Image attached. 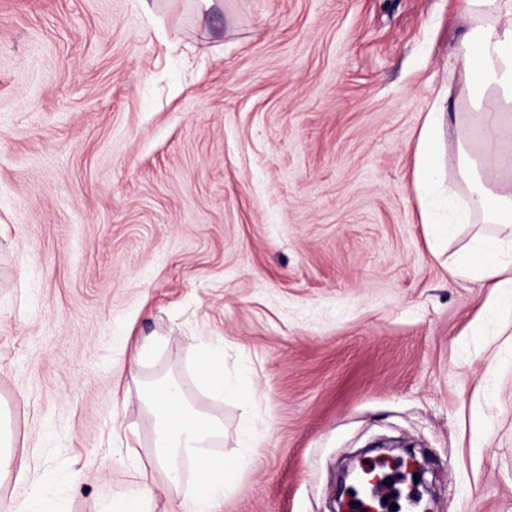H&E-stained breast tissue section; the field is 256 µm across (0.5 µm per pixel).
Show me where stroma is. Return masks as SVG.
I'll use <instances>...</instances> for the list:
<instances>
[{"label":"stroma","mask_w":512,"mask_h":512,"mask_svg":"<svg viewBox=\"0 0 512 512\" xmlns=\"http://www.w3.org/2000/svg\"><path fill=\"white\" fill-rule=\"evenodd\" d=\"M462 3L0 0V428L30 475L0 512L48 472L61 512H194L154 460L170 379L224 423L221 512H334L382 437L432 512H512V347L448 272L498 227L434 238L414 189L438 93L472 110ZM197 372L201 382L217 396H224L226 383L224 367L220 358L212 351H202L197 360Z\"/></svg>","instance_id":"35a3bbf8"}]
</instances>
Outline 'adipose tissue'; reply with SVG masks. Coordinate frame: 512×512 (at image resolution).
I'll use <instances>...</instances> for the list:
<instances>
[{
  "mask_svg": "<svg viewBox=\"0 0 512 512\" xmlns=\"http://www.w3.org/2000/svg\"><path fill=\"white\" fill-rule=\"evenodd\" d=\"M466 20L484 18V25L466 31L455 61L476 110L469 122L456 126L457 176L470 186L468 196L445 188L439 178L441 112H428L415 144V187L423 202L426 223L441 237L454 235L457 226L471 223L475 213L492 211L494 221L510 226L507 234L476 235L451 271L452 277L488 289L487 311H512V289L500 288L499 276L512 272V153L498 148L512 132V0H464ZM154 422L155 462L168 486L179 489L183 463L197 476L195 512H217L224 500L229 469L212 453L224 425L189 407L181 385L169 381L154 386L147 398Z\"/></svg>",
  "mask_w": 512,
  "mask_h": 512,
  "instance_id": "obj_1",
  "label": "adipose tissue"
}]
</instances>
